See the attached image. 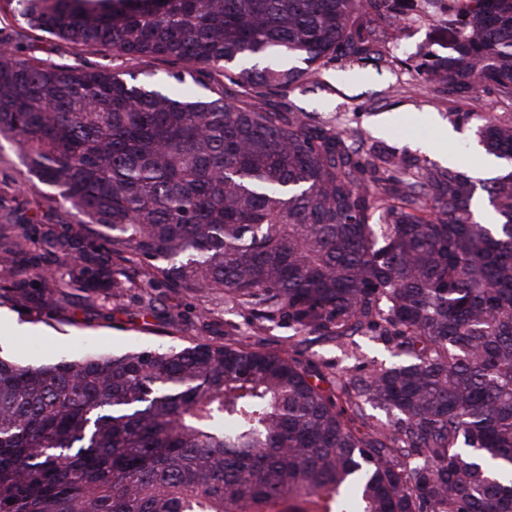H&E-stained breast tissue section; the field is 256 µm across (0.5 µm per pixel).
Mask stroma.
I'll list each match as a JSON object with an SVG mask.
<instances>
[{
	"mask_svg": "<svg viewBox=\"0 0 512 512\" xmlns=\"http://www.w3.org/2000/svg\"><path fill=\"white\" fill-rule=\"evenodd\" d=\"M442 16L423 0H406L399 32L385 29L378 49L392 63L331 62L296 86L274 95L281 107L310 112L328 127L359 132L368 143L402 155L473 171L487 160L479 142L480 117L507 112L493 90L449 97L427 88L421 72L423 49L437 50ZM21 54L72 66L106 65L133 74L137 81L165 83L173 66L149 58L128 61L105 52L71 48L56 38H35L19 17H0V43ZM154 311L141 314L135 299L93 300L60 289L46 312L35 315L0 305V355L24 365L79 360L96 352L121 353L139 348L184 346L198 340L237 342L284 353L317 366L324 382L358 373L362 366L388 362L383 343L355 335L344 339L296 332L287 321L255 330L246 310L213 307L200 293L158 287L150 292Z\"/></svg>",
	"mask_w": 512,
	"mask_h": 512,
	"instance_id": "35a3bbf8",
	"label": "stroma"
}]
</instances>
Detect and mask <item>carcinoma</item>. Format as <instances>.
Wrapping results in <instances>:
<instances>
[{
	"instance_id": "1",
	"label": "carcinoma",
	"mask_w": 512,
	"mask_h": 512,
	"mask_svg": "<svg viewBox=\"0 0 512 512\" xmlns=\"http://www.w3.org/2000/svg\"><path fill=\"white\" fill-rule=\"evenodd\" d=\"M3 2L179 84L241 69L191 99L0 49V139L56 190L39 217L0 193V299L39 315L56 288H137L149 313L160 283L406 361L326 390L233 343L0 357V512H512V114L479 128L508 169L475 181L267 100L307 70L262 60L382 61L401 0ZM443 23L423 80L512 103V0H448ZM409 167L392 201L371 185Z\"/></svg>"
}]
</instances>
